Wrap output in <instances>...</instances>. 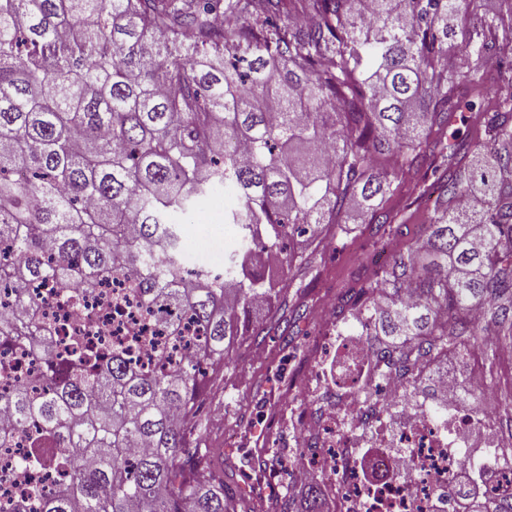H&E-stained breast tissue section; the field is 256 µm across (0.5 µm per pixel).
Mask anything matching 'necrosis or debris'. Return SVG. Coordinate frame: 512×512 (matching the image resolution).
Instances as JSON below:
<instances>
[{"label": "necrosis or debris", "mask_w": 512, "mask_h": 512, "mask_svg": "<svg viewBox=\"0 0 512 512\" xmlns=\"http://www.w3.org/2000/svg\"><path fill=\"white\" fill-rule=\"evenodd\" d=\"M129 287L124 281L101 288L73 305L46 288L40 295L60 335L101 336L123 348L135 335L151 331L136 300L128 298ZM418 375L429 378L433 399L417 397L414 381L388 374L383 366H360L337 383L335 410L306 418L321 451L303 467L333 465L330 492L336 512H451L458 494L448 476L469 460V448L478 442L503 447L496 412L463 409L459 379L429 361ZM18 454V449L0 448V499L24 495L29 484L55 486L50 470L16 478Z\"/></svg>", "instance_id": "1"}]
</instances>
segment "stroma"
<instances>
[{
  "label": "stroma",
  "mask_w": 512,
  "mask_h": 512,
  "mask_svg": "<svg viewBox=\"0 0 512 512\" xmlns=\"http://www.w3.org/2000/svg\"><path fill=\"white\" fill-rule=\"evenodd\" d=\"M457 4L463 19L458 41L477 49L512 38V20L499 19L494 0H457ZM233 204L219 189L193 210L187 229L200 247H210L212 225L223 223L225 208ZM362 243L363 219L356 216L320 245L309 269L295 273L288 299L303 301L310 317L300 322L292 342H283L276 333L267 336L265 362L242 348L235 364L206 389L200 445L208 452L209 471L219 475L226 488L249 487L255 501L264 502L266 483L279 479L263 461L266 449H277L287 459L298 455V416L305 396L296 380L311 375L322 351L313 315L327 291H344L364 273Z\"/></svg>",
  "instance_id": "1"
}]
</instances>
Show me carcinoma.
<instances>
[{
	"mask_svg": "<svg viewBox=\"0 0 512 512\" xmlns=\"http://www.w3.org/2000/svg\"><path fill=\"white\" fill-rule=\"evenodd\" d=\"M296 15L319 23L277 27ZM458 26L455 0H0V346L43 367L19 382L0 364V448L21 435L18 473L64 475L0 512H256L201 475L199 401L255 301L288 317L255 324L252 345L307 318L273 275L307 268L304 249L354 212L365 240L397 246L339 294L336 327L392 337L377 361L403 375L467 346L496 364L512 347V99L473 116L468 138L448 140V123L474 107L462 86L512 83V40L450 67ZM187 32L215 54L156 56L157 38ZM429 158L436 181L406 183ZM405 184L408 208L436 195L416 232L372 204ZM218 188L236 196L224 224L240 246L224 278L187 283L184 217ZM118 277L171 343L195 328L179 359L62 344L38 317L39 282L90 292ZM459 494L461 512H512ZM323 505L312 483L281 512Z\"/></svg>",
	"mask_w": 512,
	"mask_h": 512,
	"instance_id": "1",
	"label": "carcinoma"
}]
</instances>
